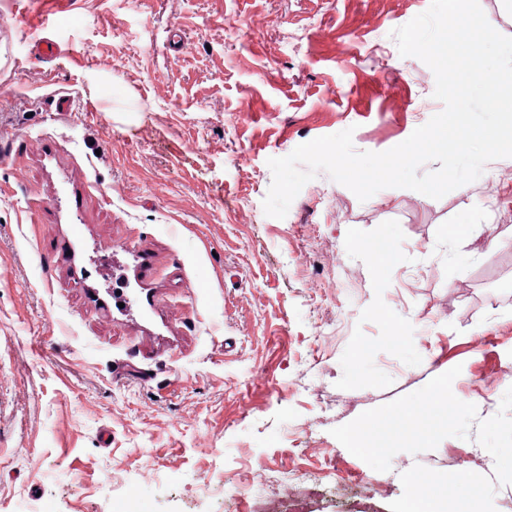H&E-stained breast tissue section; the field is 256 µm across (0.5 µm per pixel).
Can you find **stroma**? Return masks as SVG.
<instances>
[{"label":"stroma","mask_w":512,"mask_h":512,"mask_svg":"<svg viewBox=\"0 0 512 512\" xmlns=\"http://www.w3.org/2000/svg\"><path fill=\"white\" fill-rule=\"evenodd\" d=\"M430 2L0 0V512H250L288 470L306 512H512V158L262 205L268 159L442 110L392 36Z\"/></svg>","instance_id":"35a3bbf8"}]
</instances>
